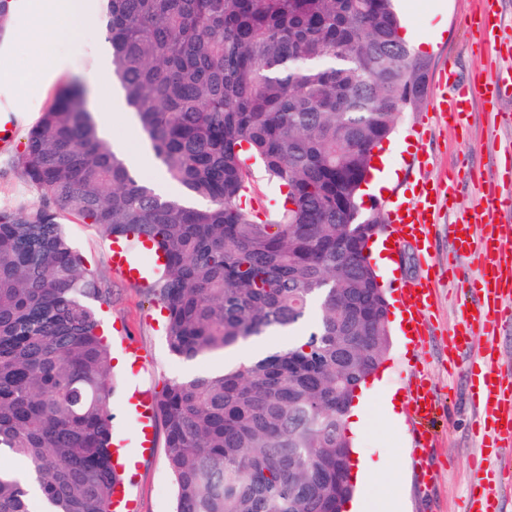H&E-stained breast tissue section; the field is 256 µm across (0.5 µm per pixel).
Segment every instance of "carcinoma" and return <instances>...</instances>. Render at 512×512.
Here are the masks:
<instances>
[{
	"mask_svg": "<svg viewBox=\"0 0 512 512\" xmlns=\"http://www.w3.org/2000/svg\"><path fill=\"white\" fill-rule=\"evenodd\" d=\"M112 78L177 196L140 180L100 137L73 80L17 158L46 197L0 208V512H111L109 353L60 217L149 240L146 288L166 343L196 361L270 332L299 345L217 374L174 378L155 400L175 512H336L353 492L346 416L389 345V308L364 250L383 223L361 187L371 155L426 97L428 61L393 0H89ZM278 185L248 203L251 165Z\"/></svg>",
	"mask_w": 512,
	"mask_h": 512,
	"instance_id": "obj_1",
	"label": "carcinoma"
}]
</instances>
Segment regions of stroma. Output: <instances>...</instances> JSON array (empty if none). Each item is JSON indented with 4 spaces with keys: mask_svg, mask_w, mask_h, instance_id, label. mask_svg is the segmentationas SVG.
Listing matches in <instances>:
<instances>
[{
    "mask_svg": "<svg viewBox=\"0 0 512 512\" xmlns=\"http://www.w3.org/2000/svg\"><path fill=\"white\" fill-rule=\"evenodd\" d=\"M479 0H397L396 9L403 27L408 28L420 53L428 63L429 77H436L444 67H454L458 81L478 76L481 49L468 30V22ZM23 28L39 35L48 48L65 60L64 71L50 84L38 79V65L23 46L13 45V30ZM103 22L81 25L67 39H59L45 22L32 16L9 15L0 21V66L8 65L24 81L26 111L6 152H0V207L19 203L37 204L41 189L25 180L15 166L16 154L23 148L25 136L57 93L70 81L80 80L89 90L91 102L118 94L119 87L106 81L111 68L110 48L105 40ZM115 139L125 141L128 153L144 155L137 174L151 183H164L167 192H179L178 184L165 178L159 165L148 155L149 149L133 112L120 106L112 121ZM512 145V125L490 133L481 102H474L465 128H453L434 118L428 105L403 113L388 143L392 147L389 162L398 166L395 192L405 196L414 179L452 182L460 206H471L477 187L470 174L484 181L496 180L503 160L487 147L489 137ZM456 211L442 210L439 231L431 251L440 267L437 301L426 319L429 334L424 348L404 343L398 333H391L390 348L374 376L379 391L405 396L402 374L415 361H422L431 392L440 405L434 424V449L431 465L436 478L420 485L412 457V436L407 408H400L397 420H387L381 400L372 398L364 428L352 434V458L372 474L367 489V512H462L471 481L470 466L479 453L481 440L474 422L472 394L466 369L474 351L483 347V337H475L470 351L452 356L448 353V329L461 318L456 290L448 280V257L452 252L449 224ZM64 232L84 263L95 268L110 295L95 303L100 332L111 353L123 354L122 364L112 367L117 390L109 410L112 428L122 433L128 448L138 442L127 409L131 394L158 395L164 384L181 375L184 365L169 353L163 324L166 313L148 296L141 283L115 273L112 266V240L94 224H85L66 215ZM132 494L138 512H172L174 483L166 467L163 449L142 455L137 464Z\"/></svg>",
    "mask_w": 512,
    "mask_h": 512,
    "instance_id": "stroma-1",
    "label": "stroma"
}]
</instances>
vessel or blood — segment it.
I'll return each mask as SVG.
<instances>
[{
  "instance_id": "1",
  "label": "vessel or blood",
  "mask_w": 512,
  "mask_h": 512,
  "mask_svg": "<svg viewBox=\"0 0 512 512\" xmlns=\"http://www.w3.org/2000/svg\"><path fill=\"white\" fill-rule=\"evenodd\" d=\"M512 91V81L499 74H492L474 83H459L454 74L443 73L435 82L431 95L432 110L449 123H461L472 102L481 100L496 103L500 96ZM442 207L439 198L433 197L426 182L416 181L410 196L401 208L390 212L389 235L394 243L411 242L419 250H427L437 232V219ZM512 211V195L500 196L490 192L477 198L474 205L450 224L448 231L455 235L458 255H470L478 260L476 278L460 280L459 288L464 298H476L474 310H463L459 324L448 334V345L459 348L461 341L470 340L473 333L486 334L492 342L501 322L512 318V227L485 223L489 213ZM164 257L154 252L149 264H141L128 247L113 250L112 262L122 276L145 278L152 268L161 265ZM401 309L408 316V335L422 338L427 333L424 317L436 304L432 278L401 286ZM495 349L487 347L470 366L469 379L472 400L478 412L481 434L480 457L472 479L471 492L465 501L464 512H498L499 492L512 474L491 465L499 439L512 435V389L499 380ZM408 397L418 426L413 432L412 456L420 461V480L430 484L431 467L423 465V458L433 449L429 436L439 405L432 395L425 378L409 373ZM141 452H151L157 446L153 431L154 414L151 404L138 405L132 414Z\"/></svg>"
}]
</instances>
